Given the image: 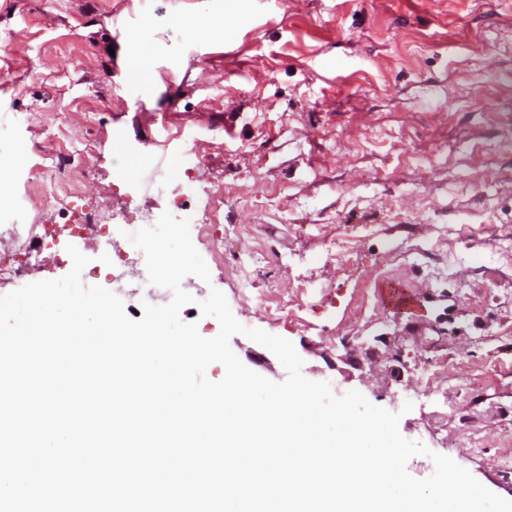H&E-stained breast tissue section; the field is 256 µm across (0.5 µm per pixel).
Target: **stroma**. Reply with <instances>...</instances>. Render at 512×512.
<instances>
[{"label": "stroma", "instance_id": "stroma-1", "mask_svg": "<svg viewBox=\"0 0 512 512\" xmlns=\"http://www.w3.org/2000/svg\"><path fill=\"white\" fill-rule=\"evenodd\" d=\"M58 155L74 162L53 179L116 225L219 193L221 251L197 243L211 280H182L181 320L217 335L197 302L220 290L242 325L293 343L306 378L399 414L404 438L512 500V0H0V161L22 192ZM161 158L198 166L200 193L110 177L146 181ZM36 204L59 243L21 284L66 275L71 244L129 318L168 303L120 232L105 253ZM246 250L263 256L247 292ZM230 347L286 379L265 347Z\"/></svg>", "mask_w": 512, "mask_h": 512}]
</instances>
